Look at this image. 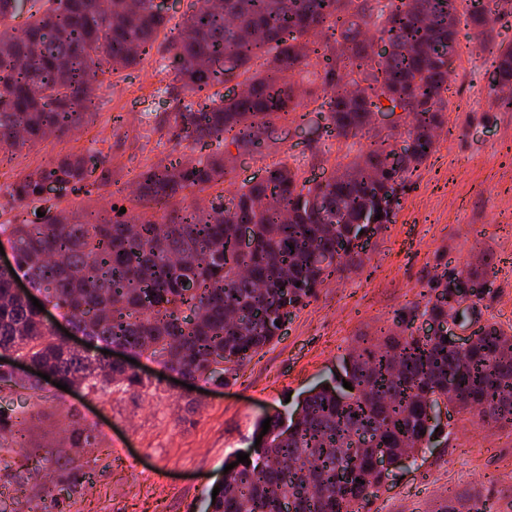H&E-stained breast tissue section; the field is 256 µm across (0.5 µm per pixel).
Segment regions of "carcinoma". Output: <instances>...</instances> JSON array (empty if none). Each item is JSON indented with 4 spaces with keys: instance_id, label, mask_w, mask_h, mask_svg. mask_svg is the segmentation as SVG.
I'll list each match as a JSON object with an SVG mask.
<instances>
[{
    "instance_id": "1",
    "label": "carcinoma",
    "mask_w": 512,
    "mask_h": 512,
    "mask_svg": "<svg viewBox=\"0 0 512 512\" xmlns=\"http://www.w3.org/2000/svg\"><path fill=\"white\" fill-rule=\"evenodd\" d=\"M353 2L191 0L171 42L190 99L178 101L171 128L207 154L142 172L138 207L123 214L122 199L94 212L63 206L67 195L109 181L95 149L61 155L12 183L20 210L0 222L16 259L13 269H0V353L12 351L97 398L153 387L120 361L70 346L16 293L13 273L22 271L89 340L161 358L191 384H227L280 335L282 311L305 306L329 277L362 268L365 220L378 215V224L392 223L406 179L445 124L440 102L457 0H377L368 14L350 12ZM17 11L18 0H0V162L49 133L80 131L97 108L90 86L98 75L145 59L171 21L153 0H29L21 28L11 25ZM371 23L387 45L378 57L365 38ZM313 54L325 62V87L311 103L336 137L366 129L372 109L386 100L409 119L407 156L396 158L389 138L376 134L324 183L276 163L257 183L203 206L187 203L224 182L230 147L260 148L261 131L302 107L288 73L310 65ZM218 57L233 59L243 94L216 90L227 80L224 70L208 67ZM491 67L496 85L511 88L512 46L499 47ZM48 184L55 195L44 194ZM244 226L253 243L247 253L238 249ZM463 276L484 281L473 270L437 275L423 307L403 310L395 332L344 358L335 384L310 390L289 419L271 418L267 441L252 452L265 468L240 464L224 477L210 512H284L289 502L294 512H362L388 477L375 470V453L395 467L430 443V403L512 426V328L487 320L463 351L448 348L443 336L412 331L419 318L470 322L482 298L462 295ZM19 389L35 393L39 385L0 370V390ZM21 425L0 409V430H15L19 448ZM338 472L348 473L340 484Z\"/></svg>"
}]
</instances>
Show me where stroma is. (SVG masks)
Returning <instances> with one entry per match:
<instances>
[{"mask_svg":"<svg viewBox=\"0 0 512 512\" xmlns=\"http://www.w3.org/2000/svg\"><path fill=\"white\" fill-rule=\"evenodd\" d=\"M491 15V36L479 39L467 23L457 26L456 52L443 94L445 125L434 151L409 178L393 224L372 240L362 269L320 288L296 311L283 335L241 368L235 382H199L194 390L165 377L138 395L113 392L85 399L77 391L45 386L0 394V405L23 422L28 449L52 459L27 472L24 485L10 478L13 436L0 432V506L7 512H206L208 490L238 453L249 452L267 415L289 417L310 388L334 384L340 364L355 348L376 341L396 313L421 300L435 274L483 268L493 292L481 317L512 327V112L499 111L487 75L499 47L512 45V0H458L460 15L474 6ZM170 30L160 32L152 56L116 74L97 114L72 140L54 137L16 150L0 164V222L11 217L6 185L58 155L95 147L110 185L70 195L73 207H108L129 195L134 177L151 164L181 156L169 119L182 91L168 65ZM404 114L373 113L369 134L404 140ZM369 134L339 139L323 118L289 117L261 135V151L233 150L224 186L259 181L268 165L301 169L311 182L329 180L343 156L364 151ZM90 443L73 445V427ZM440 437L393 469L363 512H468L484 502L491 512H512V428L481 425L451 412ZM138 457L140 473L122 456ZM79 483L63 488V469Z\"/></svg>","mask_w":512,"mask_h":512,"instance_id":"35a3bbf8","label":"stroma"}]
</instances>
